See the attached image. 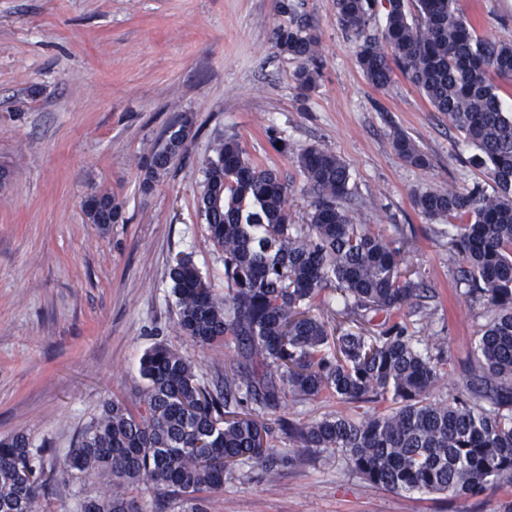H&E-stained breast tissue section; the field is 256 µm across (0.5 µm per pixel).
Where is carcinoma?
I'll return each instance as SVG.
<instances>
[{
    "label": "carcinoma",
    "mask_w": 512,
    "mask_h": 512,
    "mask_svg": "<svg viewBox=\"0 0 512 512\" xmlns=\"http://www.w3.org/2000/svg\"><path fill=\"white\" fill-rule=\"evenodd\" d=\"M377 2L334 0L337 22L357 43V66L382 90L399 69L476 147L472 162L494 183L413 196L425 217L456 221L448 244L488 309L464 391L430 399L449 365L444 342L417 346L400 312L423 311V289L401 248L355 223L342 205L351 178L343 159L281 140L277 150L295 158L308 196L306 222L295 224L288 182L252 163L238 136H223L203 163L198 212L224 254V294L187 255L169 278L183 335L201 346L235 343L224 386L200 378L180 350L153 346L140 362L145 388L129 403L104 401L58 462L45 464V449L24 433L0 439V512H45L46 492L71 483L77 512H138V497L147 495L178 501L180 512H208L201 493L224 487L236 466L290 461L259 419L288 393L384 405L288 426L300 447L341 455L376 486L453 498L492 487L512 497V109L503 97L512 85V43L480 37L460 0H414L413 17L406 0H386L384 25L373 34ZM273 38L298 62L297 89L313 91L323 64L316 32L299 20L275 27ZM194 137L187 116L166 129L144 162L143 192ZM392 147L411 165H429L405 133L394 134ZM84 210L94 224L122 221V203L109 192L92 195ZM330 285L337 311L322 298Z\"/></svg>",
    "instance_id": "carcinoma-1"
}]
</instances>
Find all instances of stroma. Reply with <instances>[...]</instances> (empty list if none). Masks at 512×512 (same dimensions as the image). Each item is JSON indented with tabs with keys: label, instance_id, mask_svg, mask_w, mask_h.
Listing matches in <instances>:
<instances>
[{
	"label": "stroma",
	"instance_id": "1",
	"mask_svg": "<svg viewBox=\"0 0 512 512\" xmlns=\"http://www.w3.org/2000/svg\"><path fill=\"white\" fill-rule=\"evenodd\" d=\"M277 2L0 0V439L23 432L62 456L104 399L144 389L139 360L158 342L206 378L223 373L224 347L196 345L178 330L168 277L173 258L187 254L224 290V255L196 212L202 162L219 134H237L252 161L288 180L298 224L305 180L274 138L318 144L346 162L356 223L407 239L406 261L431 290L414 329L425 345L446 338L451 357L433 399L462 390L460 364L485 308L464 295L448 225L425 218L413 196L490 180L470 162L474 147L406 77L395 74L385 90L367 81L334 0H293L325 57L318 87L299 95L297 63L272 41L288 21ZM460 4L480 36L512 42V0ZM185 114L194 140L142 193L145 158ZM397 130L429 167L395 154ZM100 190L123 204V222L105 230L82 208ZM339 409L325 396L288 397L279 415L306 424ZM511 503L493 488L462 499L390 492L340 455L302 448L286 467L240 466L210 493L209 512H505Z\"/></svg>",
	"mask_w": 512,
	"mask_h": 512
}]
</instances>
